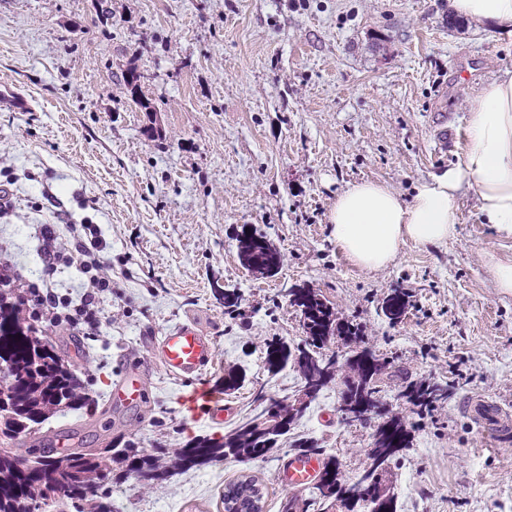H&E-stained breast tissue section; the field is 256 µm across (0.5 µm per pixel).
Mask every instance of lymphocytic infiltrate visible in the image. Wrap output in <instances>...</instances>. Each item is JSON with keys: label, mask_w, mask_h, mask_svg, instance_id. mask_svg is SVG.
Instances as JSON below:
<instances>
[{"label": "lymphocytic infiltrate", "mask_w": 512, "mask_h": 512, "mask_svg": "<svg viewBox=\"0 0 512 512\" xmlns=\"http://www.w3.org/2000/svg\"><path fill=\"white\" fill-rule=\"evenodd\" d=\"M41 274L29 279L15 269L10 253L0 248V288H14L33 321L44 329L66 327L73 335L88 339L101 335L110 319L104 303L112 294V260L98 225L89 221L69 224L64 234L54 226L37 225ZM75 269L81 276L83 293L79 303L58 294L52 279L58 269Z\"/></svg>", "instance_id": "obj_1"}]
</instances>
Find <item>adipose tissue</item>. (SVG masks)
Here are the masks:
<instances>
[{
  "label": "adipose tissue",
  "mask_w": 512,
  "mask_h": 512,
  "mask_svg": "<svg viewBox=\"0 0 512 512\" xmlns=\"http://www.w3.org/2000/svg\"><path fill=\"white\" fill-rule=\"evenodd\" d=\"M458 15L512 29V0H449ZM512 238V79L489 81L468 106L466 145L459 161L422 179L410 201L386 184L363 181L337 196L328 215L331 235L359 269L387 267L402 246L437 245L455 237L461 199Z\"/></svg>",
  "instance_id": "ef3b65f1"
}]
</instances>
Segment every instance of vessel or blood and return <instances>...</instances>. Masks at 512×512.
I'll list each match as a JSON object with an SVG mask.
<instances>
[{
  "label": "vessel or blood",
  "instance_id": "obj_1",
  "mask_svg": "<svg viewBox=\"0 0 512 512\" xmlns=\"http://www.w3.org/2000/svg\"><path fill=\"white\" fill-rule=\"evenodd\" d=\"M153 346L160 367L169 375L189 380L198 377L213 362L216 349L210 338L189 323H180L153 337ZM146 396V384L139 365L129 364L115 382L110 400L120 406H136ZM182 403L190 414L207 413L209 418H224L222 396L208 388L199 387L186 394ZM321 471L319 458L294 455L289 457L277 472L281 487L299 489L313 483Z\"/></svg>",
  "mask_w": 512,
  "mask_h": 512
}]
</instances>
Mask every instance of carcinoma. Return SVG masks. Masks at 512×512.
I'll use <instances>...</instances> for the list:
<instances>
[{
    "mask_svg": "<svg viewBox=\"0 0 512 512\" xmlns=\"http://www.w3.org/2000/svg\"><path fill=\"white\" fill-rule=\"evenodd\" d=\"M237 249L247 267L258 263H272L278 269L282 266L280 251L262 234L243 233L237 238ZM288 296L289 302L301 310L306 338L294 346L276 338L269 340L265 363L273 373L292 367L305 385L313 388L315 399L335 381L339 371L336 356L325 352L327 342L333 336L355 342L359 339L358 329L351 322L337 318L328 302L311 288H290ZM404 308L405 298L395 293L386 300L383 311L395 319ZM21 312L15 289L0 288V512H38L57 493L47 474L60 468L82 478H95L101 473L109 475L112 463L119 462L125 466L123 475H131L145 486L166 481L167 466L157 457L140 454L130 442L122 448H106L100 453L77 447L62 459L18 453L28 447L31 436L39 433L51 414L78 412L86 406L81 377L51 343L24 322ZM346 365L356 376L347 393L361 391L370 399L369 408L358 412L354 421L374 427L370 451H379V456L357 481L348 484L341 480L336 457L325 453L316 440L299 438L292 448L297 454L316 455L323 461L319 480L309 487L310 498L332 504L338 501L347 512H354V506L360 502L369 506V512H397L396 499L382 491L378 480L379 472L409 445V433L402 419L375 411L380 402L377 383L387 373L388 364L373 354L366 360L362 353L356 352L346 359ZM401 396L415 407L431 409L447 403L451 392L435 381L422 379L407 384ZM255 402L261 408L259 413L242 420L220 439L198 438L174 449L170 465L191 469L208 466L227 456L266 457L288 432V426L306 414L293 401L266 404L261 390L256 392ZM63 495L71 501L75 512H116L109 492L97 490L90 494L82 480L68 485Z\"/></svg>",
    "mask_w": 512,
    "mask_h": 512,
    "instance_id": "cac0c4a2",
    "label": "carcinoma"
}]
</instances>
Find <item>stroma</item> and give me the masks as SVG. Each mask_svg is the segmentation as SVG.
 Returning a JSON list of instances; mask_svg holds the SVG:
<instances>
[{
  "mask_svg": "<svg viewBox=\"0 0 512 512\" xmlns=\"http://www.w3.org/2000/svg\"><path fill=\"white\" fill-rule=\"evenodd\" d=\"M141 73V91L124 82ZM512 77V33L457 16L448 0H0V181L13 206L0 243L18 272L37 278L34 227L58 214L99 224L112 251L111 328L91 341L58 329L48 340L75 363L94 405L59 412L86 447L134 440L140 450L218 438L252 414V391L275 399L301 387L292 369L266 368V343L305 338L300 310L282 288H311L360 342L332 337L328 350L367 349L388 360L379 383L412 446L384 475L397 512H512V435L468 411L481 399L512 420V294L496 288L486 254L512 259V239L461 201L454 239L403 246L380 271L354 267L330 234L328 213L351 185L379 181L409 198L413 184L457 162L468 104L482 83ZM264 233L283 256L271 277L239 260L236 236ZM240 289V312L224 291ZM406 296L387 318L386 298ZM183 322L209 336L217 356L197 382L221 392L223 422L190 418L194 383L157 364L151 337ZM139 360L146 400L117 409L109 393L116 359ZM246 382L225 390L224 372ZM333 383L268 457L228 458L178 470L146 487L110 480L118 512H224L226 486H261L264 512L288 491L276 481L299 437L319 441L342 479L363 472L372 428L343 421ZM455 386L425 412L399 392L405 380Z\"/></svg>",
  "mask_w": 512,
  "mask_h": 512,
  "instance_id": "35a3bbf8",
  "label": "stroma"
}]
</instances>
